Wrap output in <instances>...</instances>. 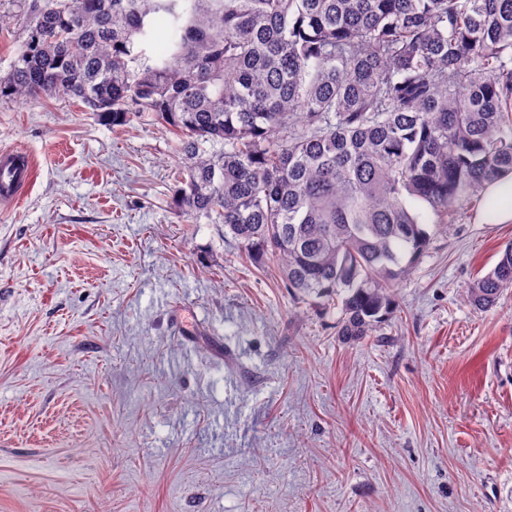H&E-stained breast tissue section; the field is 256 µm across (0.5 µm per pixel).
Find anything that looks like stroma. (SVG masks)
I'll use <instances>...</instances> for the list:
<instances>
[{"mask_svg": "<svg viewBox=\"0 0 512 512\" xmlns=\"http://www.w3.org/2000/svg\"><path fill=\"white\" fill-rule=\"evenodd\" d=\"M33 0H0V77ZM35 177L0 208V512H512V242L464 209L378 335L298 301L179 216L176 137L57 96L0 98ZM512 288V243L501 253L498 262L484 276L475 279L465 296L467 301L477 310L493 307L504 291Z\"/></svg>", "mask_w": 512, "mask_h": 512, "instance_id": "35a3bbf8", "label": "stroma"}]
</instances>
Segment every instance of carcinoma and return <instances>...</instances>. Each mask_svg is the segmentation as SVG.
Instances as JSON below:
<instances>
[{"label": "carcinoma", "mask_w": 512, "mask_h": 512, "mask_svg": "<svg viewBox=\"0 0 512 512\" xmlns=\"http://www.w3.org/2000/svg\"><path fill=\"white\" fill-rule=\"evenodd\" d=\"M45 93L167 125L178 213L224 225L360 341L512 174V0H40L0 97ZM510 288L512 243L465 296L486 310Z\"/></svg>", "instance_id": "carcinoma-1"}]
</instances>
